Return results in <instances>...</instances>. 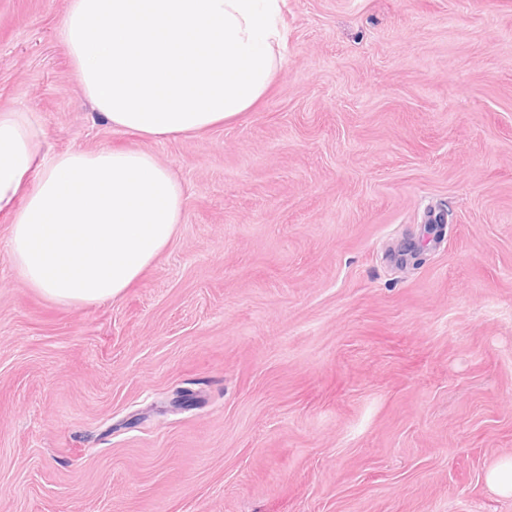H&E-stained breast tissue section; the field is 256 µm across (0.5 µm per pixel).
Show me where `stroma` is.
Segmentation results:
<instances>
[{
	"label": "stroma",
	"mask_w": 512,
	"mask_h": 512,
	"mask_svg": "<svg viewBox=\"0 0 512 512\" xmlns=\"http://www.w3.org/2000/svg\"><path fill=\"white\" fill-rule=\"evenodd\" d=\"M68 4L0 0V110L153 153L184 218L64 306L0 215V512H512V0H285L264 96L161 140L80 98ZM488 483L499 493L512 495V462L500 464L490 470Z\"/></svg>",
	"instance_id": "35a3bbf8"
}]
</instances>
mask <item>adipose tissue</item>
Segmentation results:
<instances>
[{"label": "adipose tissue", "instance_id": "ef3b65f1", "mask_svg": "<svg viewBox=\"0 0 512 512\" xmlns=\"http://www.w3.org/2000/svg\"><path fill=\"white\" fill-rule=\"evenodd\" d=\"M283 0H70L58 35L83 96L113 128L161 139L250 109L284 64ZM185 192L144 150L48 154L31 112L0 111L5 251L60 305L112 300L173 241Z\"/></svg>", "mask_w": 512, "mask_h": 512}]
</instances>
